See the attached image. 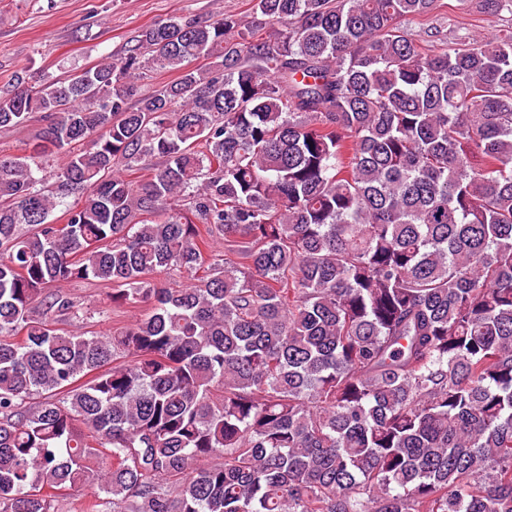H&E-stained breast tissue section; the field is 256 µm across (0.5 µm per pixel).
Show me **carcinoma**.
Segmentation results:
<instances>
[{
  "mask_svg": "<svg viewBox=\"0 0 512 512\" xmlns=\"http://www.w3.org/2000/svg\"><path fill=\"white\" fill-rule=\"evenodd\" d=\"M251 2L0 87V512H512V31ZM77 281L149 312L65 331ZM39 122H31L20 129H0V153L23 154L26 144L31 143L40 129ZM54 503V512H89L85 506L94 501V490L67 491Z\"/></svg>",
  "mask_w": 512,
  "mask_h": 512,
  "instance_id": "obj_1",
  "label": "carcinoma"
}]
</instances>
